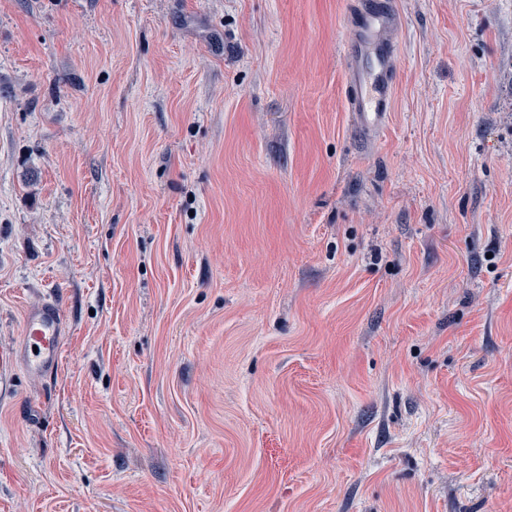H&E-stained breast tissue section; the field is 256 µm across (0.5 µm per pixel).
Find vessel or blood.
Wrapping results in <instances>:
<instances>
[{
  "instance_id": "obj_1",
  "label": "vessel or blood",
  "mask_w": 512,
  "mask_h": 512,
  "mask_svg": "<svg viewBox=\"0 0 512 512\" xmlns=\"http://www.w3.org/2000/svg\"><path fill=\"white\" fill-rule=\"evenodd\" d=\"M395 19V0H375L356 16V39L343 44L344 53L359 60L347 74L345 97L357 123L366 129L383 126L391 108L396 46L385 39L384 33ZM63 337L64 320L56 301L47 300L27 309L15 358L28 376L44 379L56 371Z\"/></svg>"
}]
</instances>
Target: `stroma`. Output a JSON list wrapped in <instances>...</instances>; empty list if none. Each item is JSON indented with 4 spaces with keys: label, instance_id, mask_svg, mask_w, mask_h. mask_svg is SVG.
Returning <instances> with one entry per match:
<instances>
[{
    "label": "stroma",
    "instance_id": "obj_1",
    "mask_svg": "<svg viewBox=\"0 0 512 512\" xmlns=\"http://www.w3.org/2000/svg\"><path fill=\"white\" fill-rule=\"evenodd\" d=\"M396 2L366 132L352 0H0V512H512V0ZM368 9L356 16L357 37L346 40L343 51L357 64L350 68L345 97L357 123L365 129H377L384 125L390 112L393 87L396 81L394 57L396 46L388 42L384 32L396 19L394 0H376ZM370 58L373 65L365 68L361 61ZM63 337L64 320L56 301L47 300L27 309L22 322V342L15 358L28 376L46 379L56 371ZM33 346H37V352Z\"/></svg>",
    "mask_w": 512,
    "mask_h": 512
}]
</instances>
